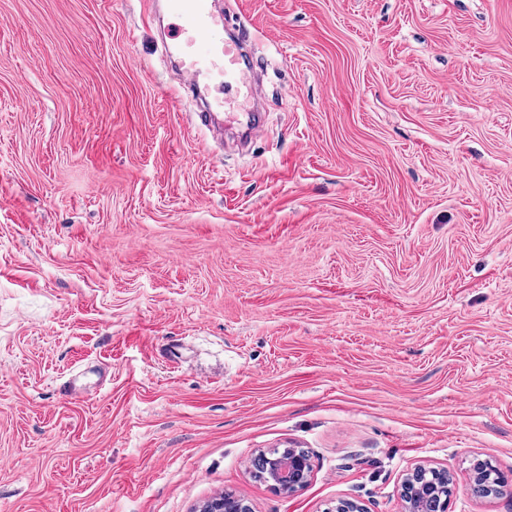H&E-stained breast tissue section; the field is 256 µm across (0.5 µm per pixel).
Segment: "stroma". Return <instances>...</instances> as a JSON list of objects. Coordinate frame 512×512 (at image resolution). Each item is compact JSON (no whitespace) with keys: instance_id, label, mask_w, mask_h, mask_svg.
<instances>
[{"instance_id":"obj_1","label":"stroma","mask_w":512,"mask_h":512,"mask_svg":"<svg viewBox=\"0 0 512 512\" xmlns=\"http://www.w3.org/2000/svg\"><path fill=\"white\" fill-rule=\"evenodd\" d=\"M215 3L243 149L145 0H0V512H403L418 465L512 512V0ZM309 454L301 448H284L269 459L266 482L284 493H294L311 479ZM200 512H253L252 506L244 498L230 493L207 501Z\"/></svg>"}]
</instances>
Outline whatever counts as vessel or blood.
<instances>
[{"mask_svg": "<svg viewBox=\"0 0 512 512\" xmlns=\"http://www.w3.org/2000/svg\"><path fill=\"white\" fill-rule=\"evenodd\" d=\"M175 22L168 29L186 75L187 90L201 82L214 85L218 95L200 115L209 120L215 112H247L254 95L245 50L252 34L241 26L233 38H225V18L212 7V0H170Z\"/></svg>", "mask_w": 512, "mask_h": 512, "instance_id": "obj_1", "label": "vessel or blood"}]
</instances>
